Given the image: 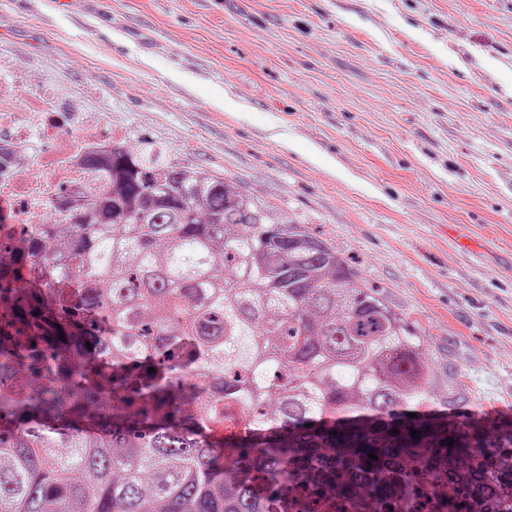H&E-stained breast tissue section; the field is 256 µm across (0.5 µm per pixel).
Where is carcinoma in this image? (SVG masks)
I'll list each match as a JSON object with an SVG mask.
<instances>
[{"mask_svg":"<svg viewBox=\"0 0 512 512\" xmlns=\"http://www.w3.org/2000/svg\"><path fill=\"white\" fill-rule=\"evenodd\" d=\"M86 163L72 275L53 224L0 263V512H512V420L452 370L409 417L422 338L328 243L151 146Z\"/></svg>","mask_w":512,"mask_h":512,"instance_id":"carcinoma-1","label":"carcinoma"}]
</instances>
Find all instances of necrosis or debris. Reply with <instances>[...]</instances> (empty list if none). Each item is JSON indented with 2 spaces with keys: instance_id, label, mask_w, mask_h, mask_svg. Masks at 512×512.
<instances>
[{
  "instance_id": "4bbe7bcc",
  "label": "necrosis or debris",
  "mask_w": 512,
  "mask_h": 512,
  "mask_svg": "<svg viewBox=\"0 0 512 512\" xmlns=\"http://www.w3.org/2000/svg\"><path fill=\"white\" fill-rule=\"evenodd\" d=\"M0 100L16 104L0 113V259L5 260L19 237L39 230L43 210L63 217L67 190L93 184L95 175L85 158L109 152L113 136L96 114L73 127L64 112L30 99L19 83L0 81ZM35 157L46 171L44 178L27 173Z\"/></svg>"
}]
</instances>
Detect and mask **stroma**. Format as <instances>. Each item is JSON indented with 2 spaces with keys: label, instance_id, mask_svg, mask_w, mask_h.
<instances>
[{
  "label": "stroma",
  "instance_id": "obj_1",
  "mask_svg": "<svg viewBox=\"0 0 512 512\" xmlns=\"http://www.w3.org/2000/svg\"><path fill=\"white\" fill-rule=\"evenodd\" d=\"M0 76L315 233L512 412V0H0Z\"/></svg>",
  "mask_w": 512,
  "mask_h": 512
}]
</instances>
